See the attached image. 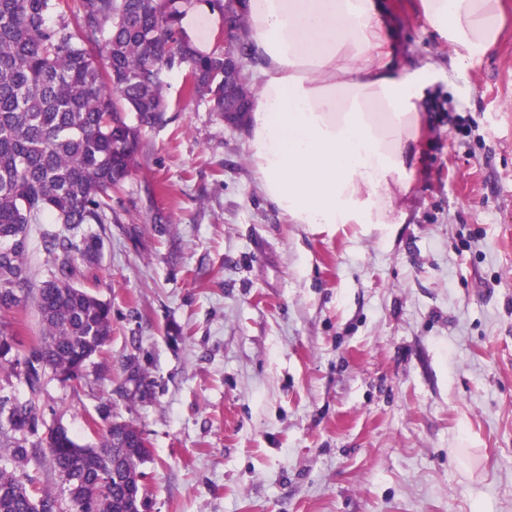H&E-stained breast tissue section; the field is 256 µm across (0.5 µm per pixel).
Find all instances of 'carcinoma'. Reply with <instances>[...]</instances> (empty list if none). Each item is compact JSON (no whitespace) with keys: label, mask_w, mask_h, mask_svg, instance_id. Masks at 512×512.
<instances>
[{"label":"carcinoma","mask_w":512,"mask_h":512,"mask_svg":"<svg viewBox=\"0 0 512 512\" xmlns=\"http://www.w3.org/2000/svg\"><path fill=\"white\" fill-rule=\"evenodd\" d=\"M207 2L233 35L241 33L236 0ZM189 3L0 0L1 313L20 307L30 288L28 225L48 214L66 228L43 238L51 257L38 292L44 332L10 362L33 392L47 367L64 382L80 380L111 336L110 306L75 283V260L98 257L99 238L82 227L112 223V191L130 175L141 131L168 110L164 74L183 71L187 95L208 99L215 112L235 103L223 54L200 52L181 32ZM37 421L34 400L11 404L10 431L33 430ZM121 430L122 441L106 426L97 446L67 432L30 447L11 441L0 467V512H61L58 495L33 493L27 468L37 450L58 471L73 512H140L138 466L151 450L134 423Z\"/></svg>","instance_id":"obj_1"}]
</instances>
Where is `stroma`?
<instances>
[{
    "label": "stroma",
    "mask_w": 512,
    "mask_h": 512,
    "mask_svg": "<svg viewBox=\"0 0 512 512\" xmlns=\"http://www.w3.org/2000/svg\"><path fill=\"white\" fill-rule=\"evenodd\" d=\"M491 52L461 57L421 0H385L396 52L427 67L401 223L289 224L261 194L246 125L166 73L97 260L112 310L80 383L38 393L28 443L136 424L145 512H512V0ZM22 352L34 298L0 317Z\"/></svg>",
    "instance_id": "35a3bbf8"
}]
</instances>
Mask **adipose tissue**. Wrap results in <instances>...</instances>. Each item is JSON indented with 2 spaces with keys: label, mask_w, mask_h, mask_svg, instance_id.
I'll list each match as a JSON object with an SVG mask.
<instances>
[{
  "label": "adipose tissue",
  "mask_w": 512,
  "mask_h": 512,
  "mask_svg": "<svg viewBox=\"0 0 512 512\" xmlns=\"http://www.w3.org/2000/svg\"><path fill=\"white\" fill-rule=\"evenodd\" d=\"M449 45L496 43L500 0H422ZM260 78L248 158L264 198L291 224H394L419 154L425 70L390 47L380 0H245Z\"/></svg>",
  "instance_id": "adipose-tissue-1"
}]
</instances>
